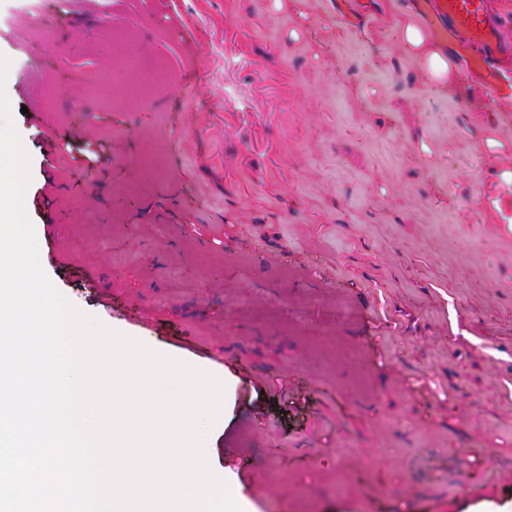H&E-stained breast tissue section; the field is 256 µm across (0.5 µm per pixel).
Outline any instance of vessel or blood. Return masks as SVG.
Wrapping results in <instances>:
<instances>
[{
    "label": "vessel or blood",
    "instance_id": "b4317fda",
    "mask_svg": "<svg viewBox=\"0 0 512 512\" xmlns=\"http://www.w3.org/2000/svg\"><path fill=\"white\" fill-rule=\"evenodd\" d=\"M436 39L464 63L466 74L487 84L494 94L512 96V52L505 32L512 19L496 14L491 0H410Z\"/></svg>",
    "mask_w": 512,
    "mask_h": 512
}]
</instances>
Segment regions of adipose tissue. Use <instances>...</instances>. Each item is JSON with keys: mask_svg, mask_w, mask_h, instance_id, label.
Listing matches in <instances>:
<instances>
[{"mask_svg": "<svg viewBox=\"0 0 512 512\" xmlns=\"http://www.w3.org/2000/svg\"><path fill=\"white\" fill-rule=\"evenodd\" d=\"M400 45L430 81L447 85L455 76V64L431 42L420 21L409 14L396 18Z\"/></svg>", "mask_w": 512, "mask_h": 512, "instance_id": "ef3b65f1", "label": "adipose tissue"}]
</instances>
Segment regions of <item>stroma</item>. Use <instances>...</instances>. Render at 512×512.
Here are the masks:
<instances>
[{"mask_svg": "<svg viewBox=\"0 0 512 512\" xmlns=\"http://www.w3.org/2000/svg\"><path fill=\"white\" fill-rule=\"evenodd\" d=\"M364 2L0 0L45 273L238 376L210 465L259 512L512 499V98ZM400 45L433 83L448 86L455 76V64L431 42L420 21L409 14L396 18Z\"/></svg>", "mask_w": 512, "mask_h": 512, "instance_id": "35a3bbf8", "label": "stroma"}]
</instances>
